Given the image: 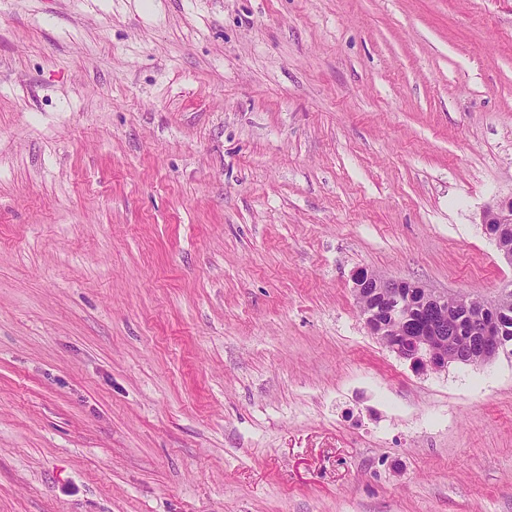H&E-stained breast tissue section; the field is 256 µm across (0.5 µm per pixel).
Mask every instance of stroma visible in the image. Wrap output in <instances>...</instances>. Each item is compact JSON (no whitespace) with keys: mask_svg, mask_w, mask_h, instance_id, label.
I'll return each instance as SVG.
<instances>
[{"mask_svg":"<svg viewBox=\"0 0 512 512\" xmlns=\"http://www.w3.org/2000/svg\"><path fill=\"white\" fill-rule=\"evenodd\" d=\"M510 196L512 0H0V512H512V355L353 288ZM353 280L357 296L363 290L370 298L380 296V300L375 301L372 306L360 305L370 334L381 339L391 352L409 361L418 371H438L447 367L452 361H468L467 364L473 366L482 365L483 362L479 360V349L472 337L481 342L482 358L485 363L499 356L504 341L507 342L509 355H512L511 288H503L501 293L493 299L482 300L491 314L499 319L503 341L497 320L487 314L486 308L477 306L467 310L469 336H467L466 320L460 319L458 322L457 317L452 313L453 308L463 311L478 297L469 294L451 297L448 293L434 291L417 282L387 278L368 270H358ZM402 288H415L421 296L423 307L418 335V325L415 322H408L409 313L401 299ZM448 297L451 298L448 299ZM444 310H448V336H452L455 342L444 338L446 336L444 320H434L430 317V313ZM404 324H406L405 333L408 336L402 329ZM455 343L467 361L455 352Z\"/></svg>","mask_w":512,"mask_h":512,"instance_id":"stroma-1","label":"stroma"}]
</instances>
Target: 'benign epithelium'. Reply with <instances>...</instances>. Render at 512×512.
I'll use <instances>...</instances> for the list:
<instances>
[{"label":"benign epithelium","instance_id":"1","mask_svg":"<svg viewBox=\"0 0 512 512\" xmlns=\"http://www.w3.org/2000/svg\"><path fill=\"white\" fill-rule=\"evenodd\" d=\"M485 235L500 248L503 259L512 265V251L502 248L504 239L512 236V197L500 200L483 214ZM355 292H367L380 297L371 306L361 308L371 335L381 339L397 357L410 362L421 372L438 371L461 357L455 352V342L445 338V322L434 320L430 313L448 309V295L425 287L417 282L387 278L373 271L359 270L353 277ZM413 288L421 296V323L419 334L408 336L402 326L409 320V313L401 299V289ZM468 334L482 344V358L488 363L499 356L504 341L497 320L487 314L486 308L477 306L467 310Z\"/></svg>","mask_w":512,"mask_h":512}]
</instances>
